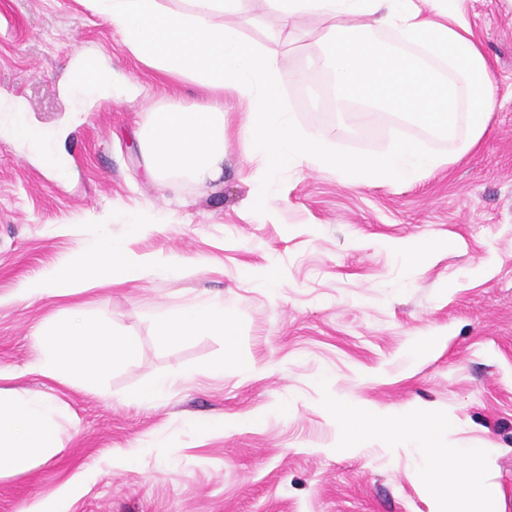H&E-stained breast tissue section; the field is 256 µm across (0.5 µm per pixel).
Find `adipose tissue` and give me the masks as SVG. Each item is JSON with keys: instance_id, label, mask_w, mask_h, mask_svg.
Wrapping results in <instances>:
<instances>
[{"instance_id": "adipose-tissue-1", "label": "adipose tissue", "mask_w": 512, "mask_h": 512, "mask_svg": "<svg viewBox=\"0 0 512 512\" xmlns=\"http://www.w3.org/2000/svg\"><path fill=\"white\" fill-rule=\"evenodd\" d=\"M279 23L278 35L287 42L309 38L296 27L299 17L326 22L323 53L316 66H330L336 91L348 101L383 107L405 114L455 139L458 119L469 134L462 150H470L485 132L496 88L482 46L457 9L458 0H264ZM62 89L81 106L113 98L112 70L100 60L79 52L67 68ZM22 103L0 99V122L13 141L47 165L60 162L55 138L27 121ZM180 256L138 258L123 240L104 237L89 241L81 255L65 268L22 283L26 299L64 293L87 280L125 283L145 277L168 278L181 273ZM154 330L160 344L189 336L222 337L226 352H234L237 332L224 315L220 299L187 304L156 315ZM38 351L35 370L50 380L91 390L114 365L129 363L135 350L129 337L114 334L105 321L84 311L67 319L44 320L34 331ZM65 409L42 392L0 388V478L24 473L57 455ZM340 431L339 449L350 447L352 435H385L412 441L429 480L437 486L438 512H489L491 490L483 478L480 448L439 446L437 435L452 432L454 420L432 425L421 413L379 411L362 414L354 401L334 410ZM463 461L445 471V456Z\"/></svg>"}]
</instances>
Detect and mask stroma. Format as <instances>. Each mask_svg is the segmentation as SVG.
Returning a JSON list of instances; mask_svg holds the SVG:
<instances>
[{
    "mask_svg": "<svg viewBox=\"0 0 512 512\" xmlns=\"http://www.w3.org/2000/svg\"><path fill=\"white\" fill-rule=\"evenodd\" d=\"M463 8L496 86L487 129L464 154L405 116L365 120L357 106L336 104L308 66L322 52L319 19L298 18L311 36L286 45L270 27L249 24L260 0L226 16L250 40L285 51L284 94L305 130L372 154L400 134L445 159L395 187L291 169L275 191V214L260 215L251 206L263 165L245 148L247 115L233 99L224 101L221 179L174 177L160 188L144 174L136 131L153 113L208 104L210 91L140 62L86 0H0V95L22 102L47 130L66 131L61 175L0 132V387L44 390L70 415L54 459L0 479V512L33 503L45 512H434L432 484L410 450L372 439L336 450L329 393L380 411L457 418L450 443L486 449L492 512H512V0H464ZM78 48L133 92L73 112L60 80ZM138 213L156 222L128 233L123 218ZM108 233L134 254L177 253L193 264L168 279L16 297L27 278L66 266ZM426 237L443 249L416 262L397 249ZM272 265L283 271L274 285L255 278ZM218 295L239 331L236 360L215 335L158 343L155 310ZM75 307L136 347L96 391L31 370L33 328ZM427 339L431 350L409 358L410 346ZM242 362L253 366L250 377ZM217 363L222 372L178 379L185 368ZM159 374L175 377L167 394L137 404L139 384ZM257 410L263 422L247 424ZM213 416L223 417V430L185 425ZM119 448L140 449L132 469L115 467Z\"/></svg>",
    "mask_w": 512,
    "mask_h": 512,
    "instance_id": "35a3bbf8",
    "label": "stroma"
}]
</instances>
